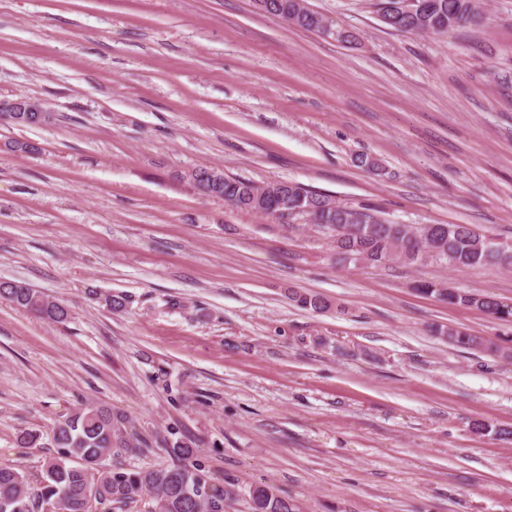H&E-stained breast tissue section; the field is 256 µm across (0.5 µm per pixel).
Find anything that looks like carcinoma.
Segmentation results:
<instances>
[{
    "label": "carcinoma",
    "instance_id": "cac0c4a2",
    "mask_svg": "<svg viewBox=\"0 0 512 512\" xmlns=\"http://www.w3.org/2000/svg\"><path fill=\"white\" fill-rule=\"evenodd\" d=\"M261 10L282 21L293 16L296 27L354 43L357 36L334 26L323 14L307 8L304 0H257ZM401 0H381L379 16L390 29L413 34L441 35L463 29L478 15L476 0H420L422 10L405 13ZM189 179L202 195L242 211L288 219L302 216L335 233L336 248L344 259L368 263L420 264L431 258L462 270L474 267L512 269V246L485 234L472 224H392L370 205L358 208L311 191L292 181L262 184L231 178L212 167H198ZM416 290L450 305L477 308L501 321H512V302L477 291L459 292L441 283L422 281ZM0 298L40 318L62 323L69 309L25 283L1 280ZM299 307L321 311L326 303L317 295L293 293ZM448 344L479 348L505 355V351L478 336L450 328L438 331ZM127 420L110 409L84 405L74 409L52 431L49 445L57 454L43 461L33 480L11 466L0 465V512H38L45 503L57 502L60 512H87L89 503L128 504L148 495L153 512H226L232 493L208 483L194 461L195 450L183 443L172 448L179 463L161 470L105 469L106 458L141 454L150 448L146 439L128 429ZM252 512H295V505L268 484L250 492Z\"/></svg>",
    "mask_w": 512,
    "mask_h": 512
}]
</instances>
